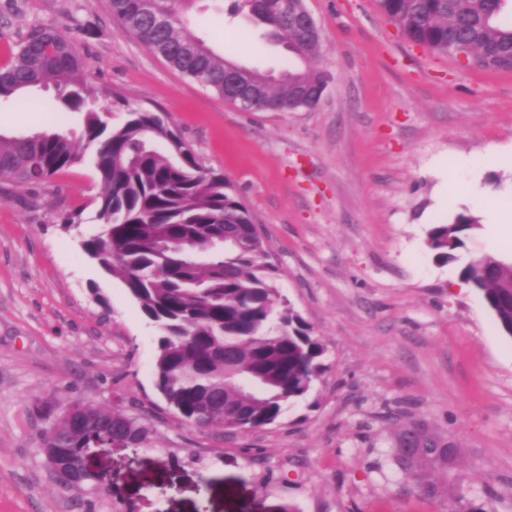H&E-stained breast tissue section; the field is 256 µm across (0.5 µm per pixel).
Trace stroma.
<instances>
[{"instance_id": "stroma-1", "label": "stroma", "mask_w": 512, "mask_h": 512, "mask_svg": "<svg viewBox=\"0 0 512 512\" xmlns=\"http://www.w3.org/2000/svg\"><path fill=\"white\" fill-rule=\"evenodd\" d=\"M225 5L199 0L188 31L242 67L288 69L284 45ZM303 5L321 30L320 101L245 112L151 53L109 0H0V64L33 26L53 25L83 56L109 123L165 113L232 181L328 366L278 424L228 437L182 423L155 388L156 329L82 248L101 229L91 159L27 186L2 179L0 512H82L41 452L42 401L89 403L151 431L135 452L93 449L121 482L91 512H445L394 465L391 412L453 439L476 505L512 512V336L459 263L426 244L431 225L467 210L482 227L463 256L505 251L489 219L512 208V70L409 40L377 0ZM82 127L53 87L0 98L2 136L76 139Z\"/></svg>"}]
</instances>
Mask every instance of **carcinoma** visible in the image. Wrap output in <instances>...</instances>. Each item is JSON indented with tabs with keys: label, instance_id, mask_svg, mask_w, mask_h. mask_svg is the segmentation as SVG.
I'll use <instances>...</instances> for the list:
<instances>
[{
	"label": "carcinoma",
	"instance_id": "obj_1",
	"mask_svg": "<svg viewBox=\"0 0 512 512\" xmlns=\"http://www.w3.org/2000/svg\"><path fill=\"white\" fill-rule=\"evenodd\" d=\"M196 0H111L112 16L173 69L233 105L288 111L313 96L322 76L319 36L288 26L276 0H228L225 14L248 11L284 43L300 66L274 76L241 67L187 33L183 13ZM378 0L380 11L407 38L441 53L448 42L465 44L480 68L512 69L509 0ZM166 15L160 24L155 10ZM88 73L74 45L49 26L32 27L13 60L0 67V96L52 85L72 112L85 113L81 138L105 192L96 220L103 233L88 238L86 254L119 278L156 327L155 387L181 422L201 431L216 424L233 434L274 425L287 404L303 399L327 365L322 339L276 286L253 217L224 175L204 168L166 114L131 109L113 126L86 97ZM72 138L59 132L0 136V179L43 181L79 162ZM481 228L478 217L457 213L434 224L428 246L442 263L459 259L466 240ZM461 277L478 290L498 326L512 335V256L471 258ZM421 456L396 461L407 480L427 496L446 495L448 512H483L468 497L457 469L460 448L448 447L421 426L400 425ZM150 431L136 419L89 404L74 417L55 420L42 447L75 468L85 487L107 495L112 481L81 463L84 448L149 445Z\"/></svg>",
	"mask_w": 512,
	"mask_h": 512
}]
</instances>
